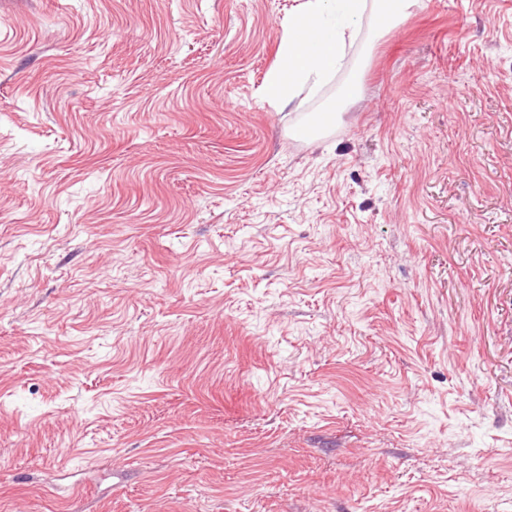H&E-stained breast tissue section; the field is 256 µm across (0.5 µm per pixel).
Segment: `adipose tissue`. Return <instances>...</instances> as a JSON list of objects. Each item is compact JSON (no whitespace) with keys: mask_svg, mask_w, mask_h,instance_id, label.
<instances>
[{"mask_svg":"<svg viewBox=\"0 0 512 512\" xmlns=\"http://www.w3.org/2000/svg\"><path fill=\"white\" fill-rule=\"evenodd\" d=\"M420 0H304L288 20L278 62L268 73L264 96L275 105L293 102L299 89H318L341 66L358 35L365 11L380 26L408 14Z\"/></svg>","mask_w":512,"mask_h":512,"instance_id":"1","label":"adipose tissue"}]
</instances>
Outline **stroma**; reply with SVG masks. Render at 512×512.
Masks as SVG:
<instances>
[{
    "label": "stroma",
    "mask_w": 512,
    "mask_h": 512,
    "mask_svg": "<svg viewBox=\"0 0 512 512\" xmlns=\"http://www.w3.org/2000/svg\"><path fill=\"white\" fill-rule=\"evenodd\" d=\"M301 2L0 0V512H512V0ZM368 0H304L288 19L277 65L268 73L264 96L275 105L291 104L299 89H318L341 66L358 35ZM420 0H373L371 10L381 27H388L400 16L408 14Z\"/></svg>",
    "instance_id": "35a3bbf8"
}]
</instances>
